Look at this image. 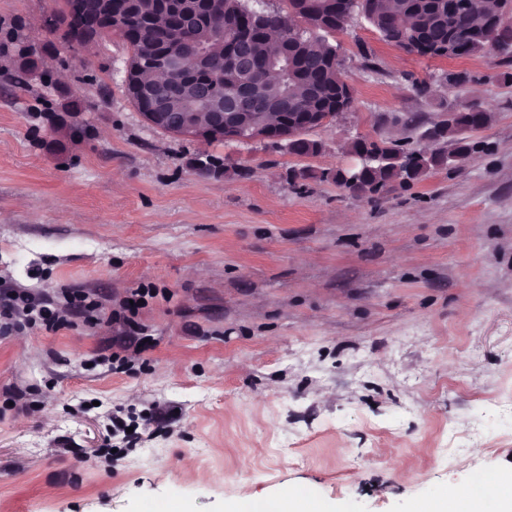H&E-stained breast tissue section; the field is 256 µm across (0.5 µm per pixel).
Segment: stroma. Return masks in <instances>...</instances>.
Masks as SVG:
<instances>
[{
    "mask_svg": "<svg viewBox=\"0 0 512 512\" xmlns=\"http://www.w3.org/2000/svg\"><path fill=\"white\" fill-rule=\"evenodd\" d=\"M55 0H0L37 61L0 80V277L81 287L156 342L122 373L95 364L119 325L0 337V386L38 406L0 416V512H239L285 496L324 512H413L444 491L512 478V62L426 58L362 21L337 35L355 103L309 131L322 154L209 143L147 125L122 84L130 51L67 47ZM464 71L461 88L444 83ZM431 83L429 95L415 82ZM81 104L85 134L54 130ZM469 99L493 112L461 167L356 199L289 171L348 166L344 138L419 141L407 125ZM208 152L239 169L198 177ZM162 412L167 432L116 462L114 421Z\"/></svg>",
    "mask_w": 512,
    "mask_h": 512,
    "instance_id": "35a3bbf8",
    "label": "stroma"
}]
</instances>
